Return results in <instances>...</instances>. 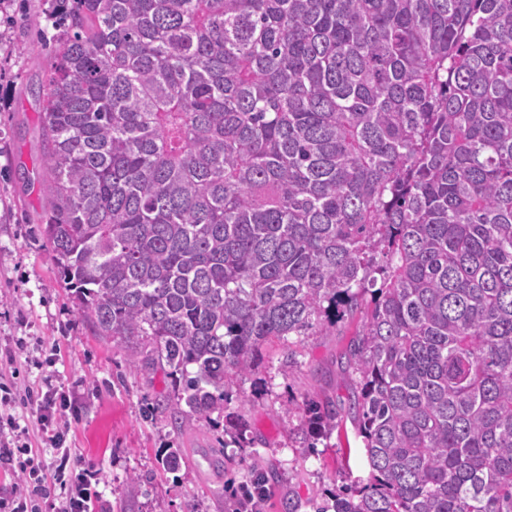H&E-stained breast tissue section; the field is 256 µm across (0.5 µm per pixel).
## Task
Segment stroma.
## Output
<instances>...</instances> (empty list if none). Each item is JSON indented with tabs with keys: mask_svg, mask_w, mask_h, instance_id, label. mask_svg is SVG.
I'll list each match as a JSON object with an SVG mask.
<instances>
[{
	"mask_svg": "<svg viewBox=\"0 0 512 512\" xmlns=\"http://www.w3.org/2000/svg\"><path fill=\"white\" fill-rule=\"evenodd\" d=\"M49 0H8L0 9V359L16 361L11 395L44 381L67 397L54 425L73 457L93 466L90 512H234L245 494L260 512H288L289 499L326 501L349 477L367 476L363 443L344 419L326 446L305 448L308 404L347 406L350 381L341 359L360 320L286 342H265L258 370L230 390L223 418L184 430L150 409L170 392L165 371L130 370L123 345L97 335L76 310L51 249L37 239L43 221L38 88L59 30ZM246 446L233 443V420ZM181 449L177 472L162 465ZM266 465L251 470L246 460Z\"/></svg>",
	"mask_w": 512,
	"mask_h": 512,
	"instance_id": "1",
	"label": "stroma"
}]
</instances>
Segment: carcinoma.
I'll use <instances>...</instances> for the list:
<instances>
[{"label": "carcinoma", "instance_id": "cac0c4a2", "mask_svg": "<svg viewBox=\"0 0 512 512\" xmlns=\"http://www.w3.org/2000/svg\"><path fill=\"white\" fill-rule=\"evenodd\" d=\"M56 25L39 232L130 368H170L175 420L364 306L369 474L308 506L512 512V0H73ZM340 422L326 401L312 433Z\"/></svg>", "mask_w": 512, "mask_h": 512}]
</instances>
